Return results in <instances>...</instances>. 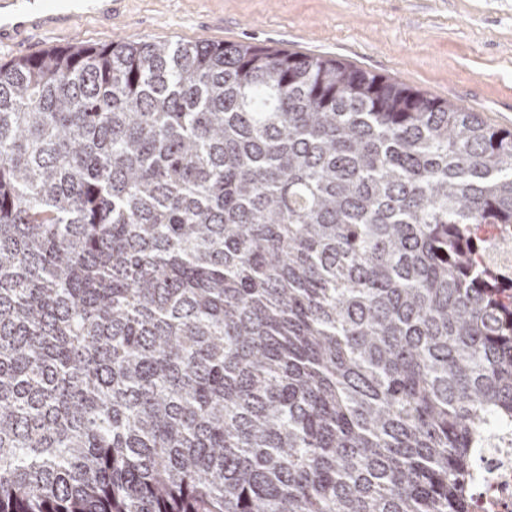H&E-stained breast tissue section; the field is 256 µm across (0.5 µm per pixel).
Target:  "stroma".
I'll list each match as a JSON object with an SVG mask.
<instances>
[{"label":"stroma","mask_w":512,"mask_h":512,"mask_svg":"<svg viewBox=\"0 0 512 512\" xmlns=\"http://www.w3.org/2000/svg\"><path fill=\"white\" fill-rule=\"evenodd\" d=\"M119 38L249 42L327 56L512 129V0H122L0 53V63Z\"/></svg>","instance_id":"1"}]
</instances>
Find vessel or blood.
<instances>
[{"mask_svg": "<svg viewBox=\"0 0 512 512\" xmlns=\"http://www.w3.org/2000/svg\"><path fill=\"white\" fill-rule=\"evenodd\" d=\"M65 9H56L52 0H0V45L21 35L46 33L52 22L77 19L97 13L111 19L117 11L115 0H66Z\"/></svg>", "mask_w": 512, "mask_h": 512, "instance_id": "b4317fda", "label": "vessel or blood"}]
</instances>
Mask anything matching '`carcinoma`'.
Segmentation results:
<instances>
[{"label":"carcinoma","instance_id":"carcinoma-1","mask_svg":"<svg viewBox=\"0 0 512 512\" xmlns=\"http://www.w3.org/2000/svg\"><path fill=\"white\" fill-rule=\"evenodd\" d=\"M512 130L336 59L0 64V512H474L512 442Z\"/></svg>","mask_w":512,"mask_h":512}]
</instances>
